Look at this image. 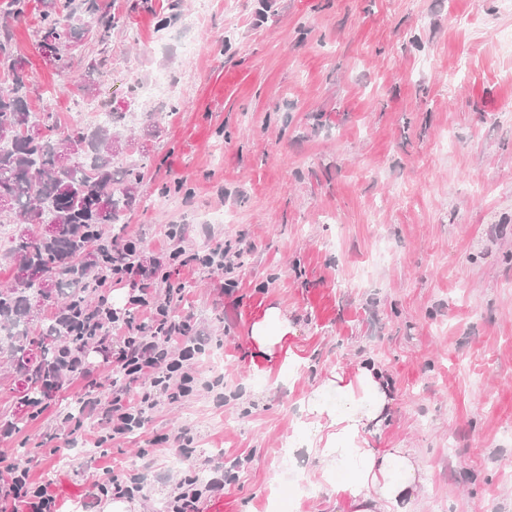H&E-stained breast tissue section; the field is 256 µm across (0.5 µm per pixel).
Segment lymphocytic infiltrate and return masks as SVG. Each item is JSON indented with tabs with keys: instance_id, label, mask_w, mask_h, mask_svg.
Wrapping results in <instances>:
<instances>
[{
	"instance_id": "lymphocytic-infiltrate-1",
	"label": "lymphocytic infiltrate",
	"mask_w": 512,
	"mask_h": 512,
	"mask_svg": "<svg viewBox=\"0 0 512 512\" xmlns=\"http://www.w3.org/2000/svg\"><path fill=\"white\" fill-rule=\"evenodd\" d=\"M185 232L167 235L163 261L179 267L202 265L225 275L238 269L237 254L217 247L205 254H187ZM159 266H145L139 258L138 240H128L124 252L98 275L96 304L88 308L87 329L97 342H111L112 367L119 375L107 393L89 390L82 406L104 426L95 440L104 448L142 429L163 403L175 402L193 393L200 383L199 356L211 338L192 316L175 313L173 286H161ZM126 284L131 291L126 308L113 307L106 291ZM145 310L147 318L136 322L131 310ZM31 466L0 453V471L9 476L0 484V512H57V502L46 485L29 479ZM204 484L191 476L178 483V492L168 503L169 512H200L199 504L208 493L224 487L223 466Z\"/></svg>"
}]
</instances>
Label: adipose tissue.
Here are the masks:
<instances>
[{
  "mask_svg": "<svg viewBox=\"0 0 512 512\" xmlns=\"http://www.w3.org/2000/svg\"><path fill=\"white\" fill-rule=\"evenodd\" d=\"M291 331L287 314L276 306L252 323L250 339L266 362L265 373L288 363ZM321 389L334 394L336 402L308 399V451L322 478L350 469L349 480L331 487L343 512H420L427 465L415 449L374 448L368 440L370 431L387 422L392 403L391 385L382 371L363 362L350 372H332Z\"/></svg>",
  "mask_w": 512,
  "mask_h": 512,
  "instance_id": "1",
  "label": "adipose tissue"
}]
</instances>
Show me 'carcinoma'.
<instances>
[{
    "mask_svg": "<svg viewBox=\"0 0 512 512\" xmlns=\"http://www.w3.org/2000/svg\"><path fill=\"white\" fill-rule=\"evenodd\" d=\"M36 44L52 39L62 49L55 69L71 73L74 57L89 44L106 53L112 31L125 25L103 0H39ZM20 58L11 48L10 27L0 26V224H14L8 243L0 245V260L40 270L50 282L47 298L62 300L63 312L42 323L37 281L0 287V360L25 377L21 404L41 400L48 386L46 368L66 371L65 357L92 340L74 331L77 317L89 304L88 289L101 265L112 262L119 249V232L104 226L120 224L141 203L143 170L150 160L147 141L157 135L149 118L140 139L125 137L124 107L111 106L110 121L91 128L75 121L59 129L54 113L34 112L35 92ZM105 58L87 59L77 90L92 96L104 76ZM135 152L140 159L123 171L115 159ZM52 224L51 237L36 233Z\"/></svg>",
    "mask_w": 512,
    "mask_h": 512,
    "instance_id": "cac0c4a2",
    "label": "carcinoma"
}]
</instances>
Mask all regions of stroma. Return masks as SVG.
<instances>
[{
    "label": "stroma",
    "mask_w": 512,
    "mask_h": 512,
    "mask_svg": "<svg viewBox=\"0 0 512 512\" xmlns=\"http://www.w3.org/2000/svg\"><path fill=\"white\" fill-rule=\"evenodd\" d=\"M106 2L128 26L112 35L99 97L127 100L132 69L168 71L183 88L177 111L155 109L145 200L125 235L150 263L187 211H221L228 222L195 226L185 247L242 253L233 292L205 269L169 279L177 312L224 355V402L202 389L161 405L92 473L77 449L101 423L84 417L72 433L58 416L91 385L110 387L111 364L91 354V375L63 379L36 417L19 403L23 375L0 364V421L23 423L0 451L39 453L32 480L61 512H83L155 435L189 426L192 457L173 467L158 452L160 478L129 512H166L181 477L217 463L238 469L201 512H270L280 482L315 480L306 450L280 459L303 400L368 360L393 386L390 424L371 443L418 451L423 512H512V14L500 0H238L229 16L215 0L190 58L168 0L150 12ZM38 9L31 0L10 23L38 86L31 109L48 102L61 123H93L34 43ZM161 23L168 39L150 44ZM271 304L295 330L294 358L267 377L248 336Z\"/></svg>",
    "instance_id": "1"
}]
</instances>
